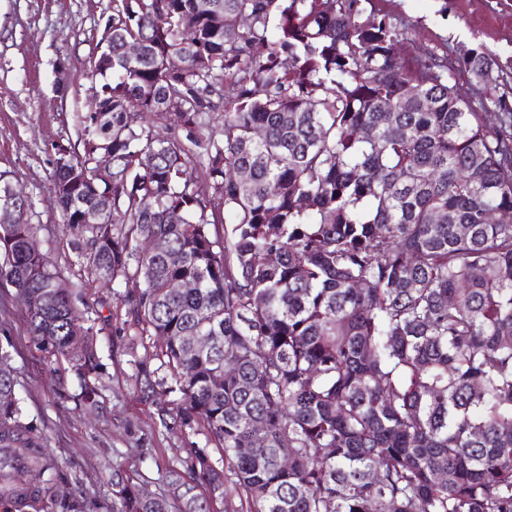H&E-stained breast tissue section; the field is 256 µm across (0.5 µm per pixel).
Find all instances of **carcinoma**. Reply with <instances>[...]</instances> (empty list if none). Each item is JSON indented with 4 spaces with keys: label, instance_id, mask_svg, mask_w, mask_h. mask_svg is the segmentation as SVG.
Here are the masks:
<instances>
[{
    "label": "carcinoma",
    "instance_id": "cac0c4a2",
    "mask_svg": "<svg viewBox=\"0 0 512 512\" xmlns=\"http://www.w3.org/2000/svg\"><path fill=\"white\" fill-rule=\"evenodd\" d=\"M369 3L112 0L89 66L101 111L80 118L82 152L54 147L51 202L154 337L180 394L161 425H203L230 468L192 448L168 498L115 470L112 512H212L230 475L249 512H512L508 81L469 49L464 97L452 61L402 57L403 24ZM29 207L0 189V281L93 405V327ZM16 385L0 348V507L54 512L51 480L19 481L56 463Z\"/></svg>",
    "mask_w": 512,
    "mask_h": 512
}]
</instances>
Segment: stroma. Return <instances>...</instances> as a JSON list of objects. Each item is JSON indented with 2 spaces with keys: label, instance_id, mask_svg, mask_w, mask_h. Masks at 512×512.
Returning <instances> with one entry per match:
<instances>
[{
  "label": "stroma",
  "instance_id": "stroma-1",
  "mask_svg": "<svg viewBox=\"0 0 512 512\" xmlns=\"http://www.w3.org/2000/svg\"><path fill=\"white\" fill-rule=\"evenodd\" d=\"M109 0H0V174L27 197L28 223L60 273L79 310L94 327L101 366L97 405L77 399L79 379L67 362H50L30 341L26 311L14 288L0 284V348L11 355L25 421L54 457L55 512H112L113 469L138 472L150 492L163 493L169 468L183 467L190 445H204L203 428L171 433L160 424L174 411L175 393L146 396L139 382L160 362L124 323L112 289L98 287L77 251L76 230L50 204L54 146L79 147V116L94 105L87 76L100 53ZM381 12L407 28L403 53L432 50L457 62L454 80L476 97L478 84L458 62L484 46L512 72V0H376ZM69 91L59 96L58 82Z\"/></svg>",
  "mask_w": 512,
  "mask_h": 512
}]
</instances>
